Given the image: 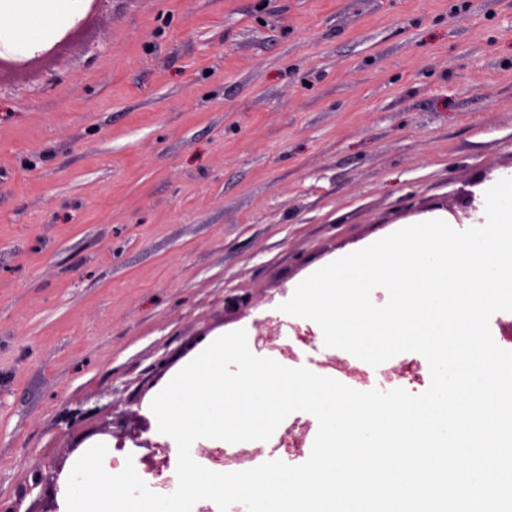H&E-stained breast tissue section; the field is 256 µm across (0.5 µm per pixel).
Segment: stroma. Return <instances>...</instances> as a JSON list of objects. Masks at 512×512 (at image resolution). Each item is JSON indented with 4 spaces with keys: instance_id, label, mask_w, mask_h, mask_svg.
I'll return each instance as SVG.
<instances>
[{
    "instance_id": "stroma-1",
    "label": "stroma",
    "mask_w": 512,
    "mask_h": 512,
    "mask_svg": "<svg viewBox=\"0 0 512 512\" xmlns=\"http://www.w3.org/2000/svg\"><path fill=\"white\" fill-rule=\"evenodd\" d=\"M55 35L0 72V512H56L89 443L170 452L150 404L221 334L343 380L291 285L512 175V0H84Z\"/></svg>"
}]
</instances>
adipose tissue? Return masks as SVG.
Segmentation results:
<instances>
[{"mask_svg": "<svg viewBox=\"0 0 512 512\" xmlns=\"http://www.w3.org/2000/svg\"><path fill=\"white\" fill-rule=\"evenodd\" d=\"M82 0H0V11L15 14L17 25L0 27V45L30 51L47 39L54 27L79 10Z\"/></svg>", "mask_w": 512, "mask_h": 512, "instance_id": "1", "label": "adipose tissue"}]
</instances>
